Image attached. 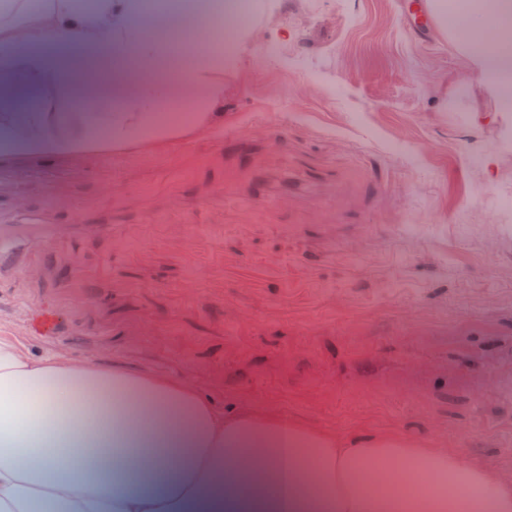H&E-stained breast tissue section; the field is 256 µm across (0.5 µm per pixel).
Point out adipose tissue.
<instances>
[{
  "label": "adipose tissue",
  "mask_w": 512,
  "mask_h": 512,
  "mask_svg": "<svg viewBox=\"0 0 512 512\" xmlns=\"http://www.w3.org/2000/svg\"><path fill=\"white\" fill-rule=\"evenodd\" d=\"M212 0H0V166L79 161L224 127L232 50ZM459 47L497 98L512 72V0H471ZM94 47L120 52L91 69ZM40 94L21 109L25 91ZM512 512V478L392 434L337 435L225 414L188 381L31 355L0 336V512Z\"/></svg>",
  "instance_id": "1"
}]
</instances>
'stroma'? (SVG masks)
Wrapping results in <instances>:
<instances>
[{
  "label": "stroma",
  "mask_w": 512,
  "mask_h": 512,
  "mask_svg": "<svg viewBox=\"0 0 512 512\" xmlns=\"http://www.w3.org/2000/svg\"><path fill=\"white\" fill-rule=\"evenodd\" d=\"M263 22L222 131L0 168V225L61 228L0 275V336L512 476L506 116L408 0Z\"/></svg>",
  "instance_id": "stroma-1"
}]
</instances>
